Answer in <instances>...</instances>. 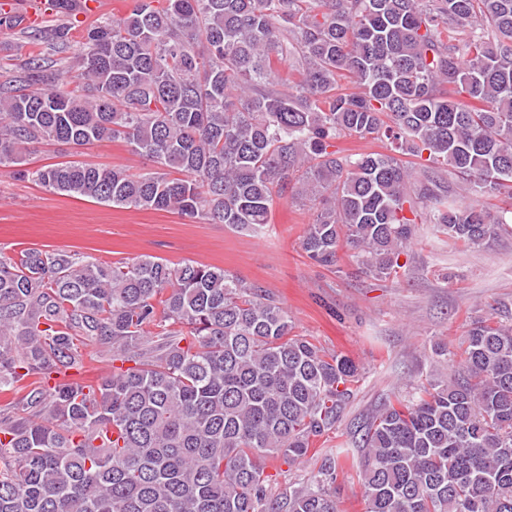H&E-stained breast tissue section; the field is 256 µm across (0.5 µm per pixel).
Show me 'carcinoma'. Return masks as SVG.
Wrapping results in <instances>:
<instances>
[{"label": "carcinoma", "instance_id": "carcinoma-1", "mask_svg": "<svg viewBox=\"0 0 512 512\" xmlns=\"http://www.w3.org/2000/svg\"><path fill=\"white\" fill-rule=\"evenodd\" d=\"M154 2L85 29L75 87L36 56L0 82V167L253 236L291 201L311 261L379 280L419 224L460 250L512 237V0ZM351 137L385 151L336 148ZM105 140L153 168L28 166L31 144ZM89 342L109 371L69 376ZM433 354L412 393L346 427L363 512H512V323L475 317ZM361 379L220 266L0 256V394L25 391L0 406V512H341L350 457L318 443ZM275 454L319 466L275 496Z\"/></svg>", "mask_w": 512, "mask_h": 512}]
</instances>
